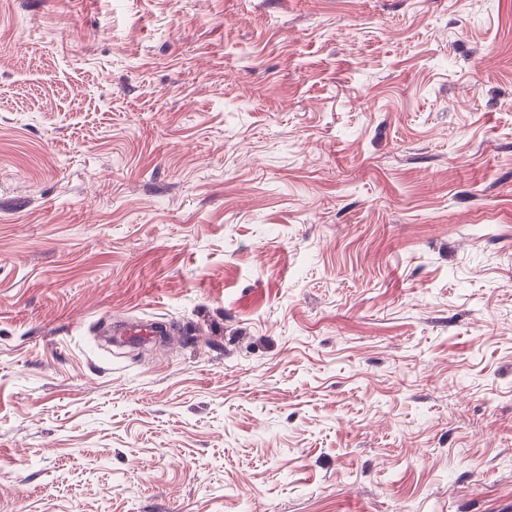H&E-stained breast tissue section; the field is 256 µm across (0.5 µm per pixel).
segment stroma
I'll list each match as a JSON object with an SVG mask.
<instances>
[{
	"instance_id": "35a3bbf8",
	"label": "stroma",
	"mask_w": 512,
	"mask_h": 512,
	"mask_svg": "<svg viewBox=\"0 0 512 512\" xmlns=\"http://www.w3.org/2000/svg\"><path fill=\"white\" fill-rule=\"evenodd\" d=\"M0 512H512V0H0ZM166 325L160 320H151L137 323H130L122 326L119 333H116L114 325V335L125 336L130 342H144L163 336L166 333Z\"/></svg>"
}]
</instances>
